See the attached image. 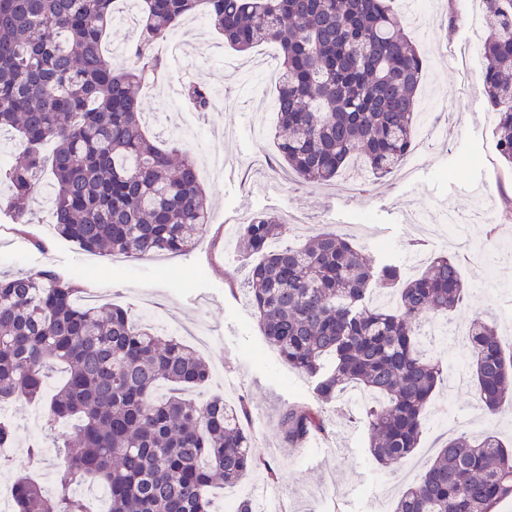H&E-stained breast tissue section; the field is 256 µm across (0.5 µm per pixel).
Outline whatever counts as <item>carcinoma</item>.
<instances>
[{
    "mask_svg": "<svg viewBox=\"0 0 512 512\" xmlns=\"http://www.w3.org/2000/svg\"><path fill=\"white\" fill-rule=\"evenodd\" d=\"M140 3L132 64L116 70L102 53L116 0H0V132L15 131L21 147L0 180L16 223H25L49 141L52 223L82 250L151 258L181 253L209 232L197 162L180 141L145 134L138 92L165 69L154 45L201 13L237 52L278 45L277 149L302 183L334 181L357 155L382 178L410 153L424 61L391 0ZM483 4L480 80L498 153L512 167V0ZM182 96L196 112L213 105L203 78L184 85ZM282 229V218L265 212L239 225L248 305L282 360L312 380L316 401L333 402L352 387L378 396L363 416L369 453L398 470L418 447L444 380L441 363L421 351L422 328L462 306L458 263L439 255L407 277L333 232L276 248ZM83 288L81 277L52 268L0 275V405L48 398L47 431L63 448L56 494L19 478L15 512H87L72 491L85 481L104 489L108 512H212V486L234 488L257 470L280 480L279 469L251 451L245 405L181 396L209 383L204 358L133 325L121 307L80 304ZM467 339L477 397L495 416L512 399V357L481 316ZM55 365L65 377L49 394ZM282 425L292 444L326 434L321 411L307 404L288 408ZM508 501L512 448L492 434L459 435L400 494L394 512H501Z\"/></svg>",
    "mask_w": 512,
    "mask_h": 512,
    "instance_id": "carcinoma-1",
    "label": "carcinoma"
}]
</instances>
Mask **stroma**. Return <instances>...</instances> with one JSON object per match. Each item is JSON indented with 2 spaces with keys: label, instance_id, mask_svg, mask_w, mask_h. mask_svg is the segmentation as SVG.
Instances as JSON below:
<instances>
[{
  "label": "stroma",
  "instance_id": "35a3bbf8",
  "mask_svg": "<svg viewBox=\"0 0 512 512\" xmlns=\"http://www.w3.org/2000/svg\"><path fill=\"white\" fill-rule=\"evenodd\" d=\"M422 4L415 19L404 23L425 61L418 126L438 124L448 136L437 147L419 149L411 179L370 177L364 189L354 191L345 175L321 187L286 175L276 159L277 114L270 107L278 72L250 68L254 59L275 54V46L263 44L242 54L227 47L214 26L197 30L188 22L171 34L182 50L169 57L165 74L142 92L144 129L163 140L183 139L196 162L223 163L222 175L204 183L214 214L209 235L180 254L100 257L55 235L44 193L49 173L40 176L42 191L23 226L13 223L7 192L0 187V273L46 266L63 274L89 271L97 287L95 303L127 308L135 320L204 357L212 371L209 392L231 405L248 398L252 451L280 468L276 498L284 512H392L397 493L423 478L448 436L489 430L503 442L512 441V410L487 416L473 382L457 385L447 379L426 413L414 455L400 470L374 464L368 432L355 421L362 409L346 396L325 408L328 434L297 451L283 434L281 416L289 406L312 401V383L289 370L266 343L243 295L231 293L226 279L242 265L235 231L257 212L288 220L285 238L290 243L327 229L347 237L373 263L390 258L409 274L423 270L411 242H420L430 255L458 254L447 237L419 236L412 226L415 217L440 225L446 215L463 214L462 234L479 244L483 255L473 266L461 261L470 295L448 319L464 330L483 315L497 330L504 351L512 353V167L497 151L494 115L479 83L485 15L481 0ZM190 74L208 80L215 104L205 116L193 118L195 134L186 139L180 126L188 106L182 100L170 104L163 90L182 85ZM256 179L272 181L273 190L253 193ZM8 413L16 441L0 452L10 460L0 468V512H14L10 489L16 478L56 487L57 449L46 448L38 461L27 452L29 442L43 433L44 405L19 402Z\"/></svg>",
  "mask_w": 512,
  "mask_h": 512
}]
</instances>
